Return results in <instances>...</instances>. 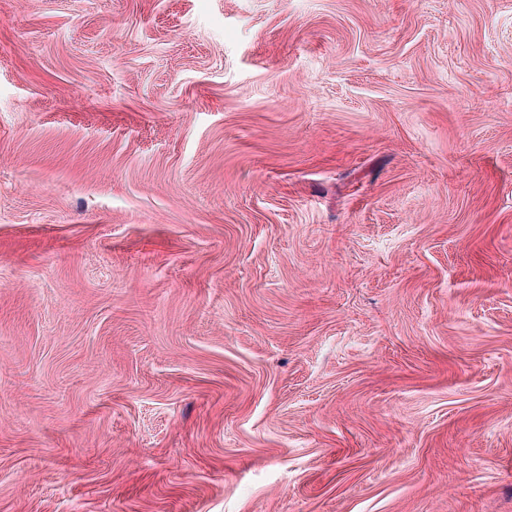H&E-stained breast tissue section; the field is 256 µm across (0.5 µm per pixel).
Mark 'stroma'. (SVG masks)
I'll list each match as a JSON object with an SVG mask.
<instances>
[{"mask_svg": "<svg viewBox=\"0 0 512 512\" xmlns=\"http://www.w3.org/2000/svg\"><path fill=\"white\" fill-rule=\"evenodd\" d=\"M0 512H512V0H0Z\"/></svg>", "mask_w": 512, "mask_h": 512, "instance_id": "35a3bbf8", "label": "stroma"}]
</instances>
